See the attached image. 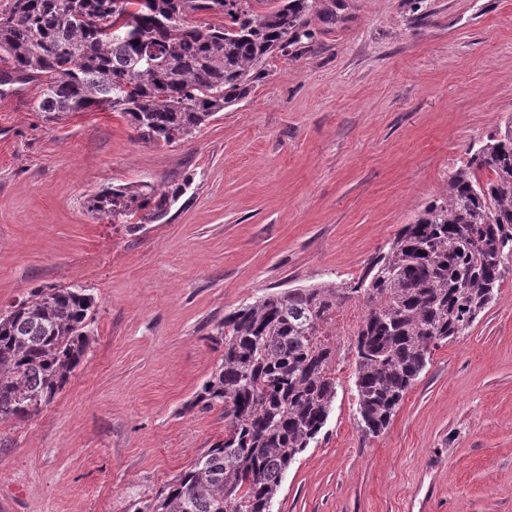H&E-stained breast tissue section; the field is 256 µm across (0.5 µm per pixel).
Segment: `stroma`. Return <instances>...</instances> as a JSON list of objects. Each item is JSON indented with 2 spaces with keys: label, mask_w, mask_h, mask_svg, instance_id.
Here are the masks:
<instances>
[{
  "label": "stroma",
  "mask_w": 512,
  "mask_h": 512,
  "mask_svg": "<svg viewBox=\"0 0 512 512\" xmlns=\"http://www.w3.org/2000/svg\"><path fill=\"white\" fill-rule=\"evenodd\" d=\"M40 93L0 92V311L89 288L95 342L53 403L0 425V512H123L223 439L221 409L185 406L225 315L356 282L512 118V0H311L306 37L246 98L163 147L118 112L47 122ZM185 179L132 236L86 207L113 184ZM364 313L356 298L336 315V399L273 512H512V273L376 436L356 412Z\"/></svg>",
  "instance_id": "stroma-1"
}]
</instances>
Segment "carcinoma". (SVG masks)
Here are the masks:
<instances>
[{
    "label": "carcinoma",
    "instance_id": "1",
    "mask_svg": "<svg viewBox=\"0 0 512 512\" xmlns=\"http://www.w3.org/2000/svg\"><path fill=\"white\" fill-rule=\"evenodd\" d=\"M10 0L0 11V86L33 79L34 109L54 121L102 108L144 144L193 135L249 95L269 57L306 35L310 0ZM194 14L220 24L194 25ZM489 171L494 177L481 178ZM189 183L119 184L87 209L135 235L161 224ZM512 271V120L476 149L375 257L357 285L268 293L224 316V355L186 410L224 412V439L126 512H272L283 476L317 441L336 399V312L361 294L356 411L386 429L431 348L464 335ZM96 301L48 286L0 314V424L50 405L93 342Z\"/></svg>",
    "mask_w": 512,
    "mask_h": 512
}]
</instances>
